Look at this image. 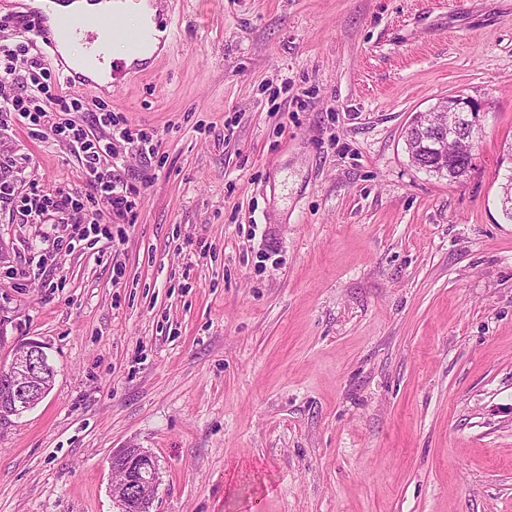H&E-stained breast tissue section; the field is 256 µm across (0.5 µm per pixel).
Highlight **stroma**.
<instances>
[{
    "mask_svg": "<svg viewBox=\"0 0 512 512\" xmlns=\"http://www.w3.org/2000/svg\"><path fill=\"white\" fill-rule=\"evenodd\" d=\"M173 10L153 76L82 94L163 141L125 157L129 221L67 144L0 131V336L55 369L0 435V512H118L129 445L151 512H512V0ZM457 94L485 115L453 182L403 133ZM59 187L77 208L28 212ZM112 474L121 471L123 478L114 480L110 487L112 499L119 512H128L134 501L153 502L157 491V463L155 458L141 448L129 446L112 452Z\"/></svg>",
    "mask_w": 512,
    "mask_h": 512,
    "instance_id": "obj_1",
    "label": "stroma"
}]
</instances>
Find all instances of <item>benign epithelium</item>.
Instances as JSON below:
<instances>
[{
    "label": "benign epithelium",
    "instance_id": "benign-epithelium-1",
    "mask_svg": "<svg viewBox=\"0 0 512 512\" xmlns=\"http://www.w3.org/2000/svg\"><path fill=\"white\" fill-rule=\"evenodd\" d=\"M448 112V126L433 130L432 152L440 161H448L444 144L459 137L473 126H480L482 105L463 95H450L428 113ZM47 354L35 339L13 345L10 355L0 360V391L8 394L13 409L20 412L36 404L46 395V387L38 380ZM111 471H121L123 478L112 481L110 493L119 512H129L133 502H152L157 491V463L148 452L129 446L112 452Z\"/></svg>",
    "mask_w": 512,
    "mask_h": 512
}]
</instances>
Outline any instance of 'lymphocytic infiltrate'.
Here are the masks:
<instances>
[{"label":"lymphocytic infiltrate","instance_id":"lymphocytic-infiltrate-1","mask_svg":"<svg viewBox=\"0 0 512 512\" xmlns=\"http://www.w3.org/2000/svg\"><path fill=\"white\" fill-rule=\"evenodd\" d=\"M29 51L25 44L0 42V116L19 114L39 126L42 138L68 141L79 156L86 184L104 193L110 217L126 219L131 204L127 186L118 173V154L112 147L111 114L93 118L88 128L73 120L58 121V113L78 110L79 103L50 93L37 76L42 66L38 58L31 57L27 79L16 80L18 57L23 53L29 54Z\"/></svg>","mask_w":512,"mask_h":512}]
</instances>
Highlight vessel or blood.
Instances as JSON below:
<instances>
[{
	"instance_id": "vessel-or-blood-1",
	"label": "vessel or blood",
	"mask_w": 512,
	"mask_h": 512,
	"mask_svg": "<svg viewBox=\"0 0 512 512\" xmlns=\"http://www.w3.org/2000/svg\"><path fill=\"white\" fill-rule=\"evenodd\" d=\"M42 27L51 30L56 44L82 43L87 60L101 59L111 43H122L126 56L112 62L113 81H120L128 71L151 75L157 67V56L151 46H163L172 40L170 13H156L153 25L134 28L127 24L121 8L99 15L88 12L57 11L40 15Z\"/></svg>"
}]
</instances>
